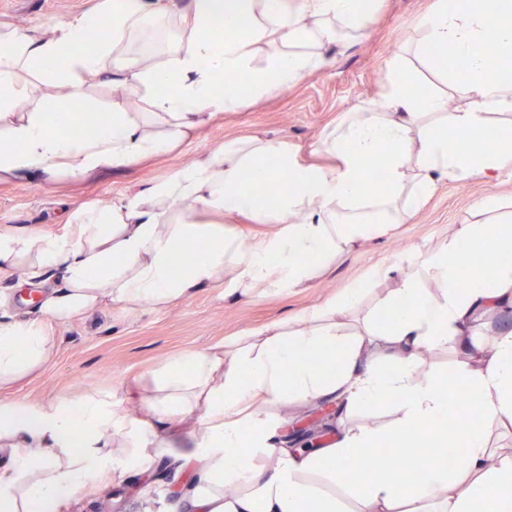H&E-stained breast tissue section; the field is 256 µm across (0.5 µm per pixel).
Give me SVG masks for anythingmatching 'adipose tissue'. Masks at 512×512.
<instances>
[{"label":"adipose tissue","instance_id":"ef3b65f1","mask_svg":"<svg viewBox=\"0 0 512 512\" xmlns=\"http://www.w3.org/2000/svg\"><path fill=\"white\" fill-rule=\"evenodd\" d=\"M380 0H102L97 11L26 30L0 24V182H80L173 151L180 142L252 98L300 82L331 62V50L361 34ZM177 17L169 57L150 64L115 44L147 17ZM231 19L243 28L225 32ZM110 38L85 48L89 34ZM412 48L466 106L422 80L404 59L388 78L384 110L348 113L318 149L331 166L299 162L284 142L255 136L228 142L110 207L66 215L65 237L0 235V276L23 271L39 287L38 316L0 323V391L49 359L44 321H66L102 305L168 308L191 289L223 282L250 298L312 283L366 234L387 235L408 221L439 182L512 169V0H435ZM124 91L101 113L94 134L77 137L70 102L93 106L92 88ZM150 109L130 111L126 96ZM381 156L383 190L367 189L364 162ZM288 186L275 204L243 191L244 178ZM213 214L200 222L199 212ZM260 226L250 247L217 216ZM491 262L476 266L474 253ZM512 203L489 199L461 235L420 254L412 271L353 324L366 285L331 296L284 322L247 331L208 351H188L142 376L146 420L123 422L111 394L90 391L46 406L0 400V512H59L88 483L120 479L177 447L200 477L182 512H512V457L490 444L488 426L512 428V330L473 345L477 320L512 309ZM432 349L467 352L449 374L426 373ZM475 396L485 423L458 412ZM336 400L340 420L316 447L277 441L281 407ZM393 404L385 427L350 424L357 410ZM191 417L188 447L166 423ZM452 435L459 452L436 457L431 441ZM119 443L122 454L110 447ZM416 448L426 458L420 481L404 469L373 467L378 444ZM357 459L359 474L346 478ZM344 496H337V486Z\"/></svg>","mask_w":512,"mask_h":512}]
</instances>
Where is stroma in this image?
<instances>
[{
    "label": "stroma",
    "instance_id": "obj_1",
    "mask_svg": "<svg viewBox=\"0 0 512 512\" xmlns=\"http://www.w3.org/2000/svg\"><path fill=\"white\" fill-rule=\"evenodd\" d=\"M96 2L0 0V21L32 27L65 20L90 10ZM432 2L382 0L364 35L334 48L335 60L327 68L271 96L249 101L171 154L108 168L82 183L64 178L1 182L0 234L63 233L64 210L87 202L109 207L116 197L159 181L202 154L247 135L287 141L299 161H316L315 143L343 113L364 105L381 109L389 65L404 43L420 40L419 22ZM495 198H512V171L492 179L476 175L440 182L413 218L386 236L362 238L337 258L328 274L306 288L249 301L225 296L220 287L199 288L161 311L148 303L133 311L107 307L64 324L48 323L50 361L16 382L9 396L47 405L103 390L111 392L118 413L140 416L137 400L127 393L136 377L161 368L182 352L203 350L246 330L287 319L365 279L371 286L362 305L370 307L385 288L370 279L376 268H391V280H398L417 253L437 247L470 221L478 203ZM197 477L195 465L164 454L149 468L131 467L120 485L79 490L60 512H180L178 504Z\"/></svg>",
    "mask_w": 512,
    "mask_h": 512
}]
</instances>
